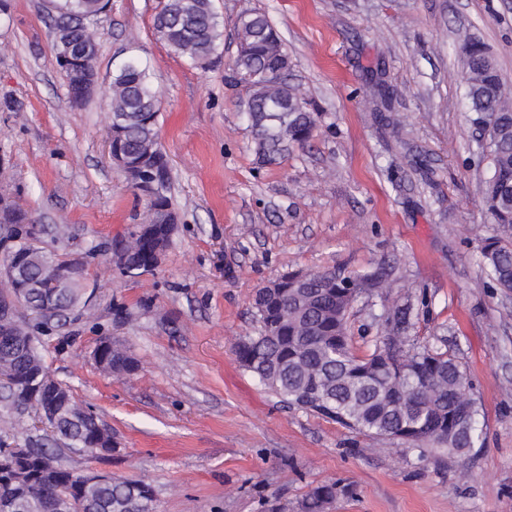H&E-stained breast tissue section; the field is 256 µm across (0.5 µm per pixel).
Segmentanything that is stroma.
Segmentation results:
<instances>
[{"mask_svg": "<svg viewBox=\"0 0 512 512\" xmlns=\"http://www.w3.org/2000/svg\"><path fill=\"white\" fill-rule=\"evenodd\" d=\"M158 0H112L97 24L107 87L127 57L161 92L166 195L178 221L156 274L130 281L110 249L147 198L107 155L101 91L73 103L57 64L53 0H0V195L27 211L41 244L99 246L95 293L41 338L49 372L112 432L115 451L59 450L79 471L141 480L155 512H302L336 482L327 512H512V292L480 267L496 233L482 204L487 161L464 97L460 46L483 43L512 85V0H216L224 63L204 71L154 32ZM267 14L291 59L289 82L321 118L309 144L258 166L228 79L235 21ZM383 82L403 125L392 139L367 101ZM70 227L65 242L57 225ZM379 273L348 333L371 353L387 301L412 304L411 334L466 367L482 442L419 452L290 406L237 360L256 291L283 273ZM138 363L115 377L92 358L100 337ZM336 498V482L325 483L311 489L304 502V512H324Z\"/></svg>", "mask_w": 512, "mask_h": 512, "instance_id": "1", "label": "stroma"}]
</instances>
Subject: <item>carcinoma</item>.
Returning <instances> with one entry per match:
<instances>
[{
	"label": "carcinoma",
	"instance_id": "carcinoma-1",
	"mask_svg": "<svg viewBox=\"0 0 512 512\" xmlns=\"http://www.w3.org/2000/svg\"><path fill=\"white\" fill-rule=\"evenodd\" d=\"M106 0H59L52 22L72 23L67 37L82 45H101L97 18ZM158 37L179 57L204 71L221 62L224 27L214 0H159L154 17ZM236 54L230 80L247 90V108L253 132V151L261 166L278 163L290 150L306 144L317 128L318 113L294 91L288 82L290 58L285 45L266 15L252 11L239 15L236 24ZM470 47L464 78L466 96L475 121L494 118L487 132L484 153L489 171L484 181L483 202L497 224V234L481 250L482 266L495 287L512 291V90L503 82L494 58L483 44L467 41ZM108 112L102 125L112 148L121 151L140 168L127 175L133 186L146 179L156 186L140 218L142 224L158 227L175 219L165 196L169 180L166 154L159 137L160 91L153 84L147 66L139 59L124 63L112 74L107 96ZM26 223V215L0 198V223ZM126 262L152 274L151 246L131 231L122 239ZM65 254L43 247L33 249L26 276L37 279L60 262ZM381 281L377 274L354 275L343 270H311L301 288H293V273L273 305L255 306L258 327L246 342L237 345L240 365L290 405L311 410L342 426L380 437L417 431L429 439L407 442L414 449L473 448L481 442L479 407L473 397L468 375L454 357L427 346L409 343L405 336L410 305L392 306L384 320V340L372 353L357 355L348 336L349 311L362 290ZM82 288L73 285L56 295L57 305L77 306ZM39 300L24 298L9 340L0 339V375L13 380L37 375L44 379L47 369L39 348L38 332L51 329L37 323ZM103 351L99 367L114 375L129 374L136 365L128 350L110 337L99 340ZM385 359L401 362L402 370L391 372L382 366L364 371L369 363ZM33 404L17 394L0 401V433L17 431V422ZM50 427L55 441L66 448L89 447L91 453L101 441L97 430L82 427V410ZM73 470L60 467L49 476H33L15 483L0 480V512L21 498L27 512H151L153 490L141 480H118L98 489L85 504L75 488ZM336 498V483L319 485L309 492L304 512H325Z\"/></svg>",
	"mask_w": 512,
	"mask_h": 512
}]
</instances>
